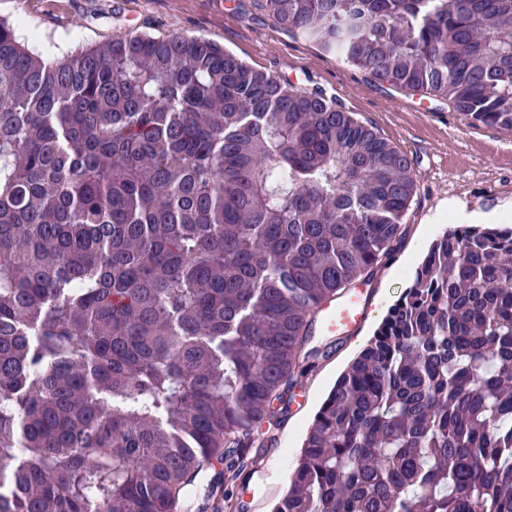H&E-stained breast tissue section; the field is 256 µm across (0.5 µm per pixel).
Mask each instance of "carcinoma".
Listing matches in <instances>:
<instances>
[{"instance_id":"obj_1","label":"carcinoma","mask_w":512,"mask_h":512,"mask_svg":"<svg viewBox=\"0 0 512 512\" xmlns=\"http://www.w3.org/2000/svg\"><path fill=\"white\" fill-rule=\"evenodd\" d=\"M377 85L512 129V0H265ZM412 161L208 40L45 60L0 17V512H177L237 480L404 246ZM272 512H512V224L446 230Z\"/></svg>"}]
</instances>
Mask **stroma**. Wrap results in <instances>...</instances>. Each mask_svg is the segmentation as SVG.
<instances>
[{"instance_id": "stroma-1", "label": "stroma", "mask_w": 512, "mask_h": 512, "mask_svg": "<svg viewBox=\"0 0 512 512\" xmlns=\"http://www.w3.org/2000/svg\"><path fill=\"white\" fill-rule=\"evenodd\" d=\"M0 16L16 26L28 23L39 34L28 47L56 58L104 41L128 23L154 34L205 38L254 69L324 88L413 162L418 191L403 218L405 246L372 283L365 322L309 373L272 445L250 449L245 459V483L234 489L243 512H271L288 490L286 476L327 392L408 287L433 239L449 225L467 224L473 213L512 224V129L474 126L448 101L372 83L311 40L291 36L269 15L265 0H0ZM284 448V479L263 480L256 463Z\"/></svg>"}]
</instances>
